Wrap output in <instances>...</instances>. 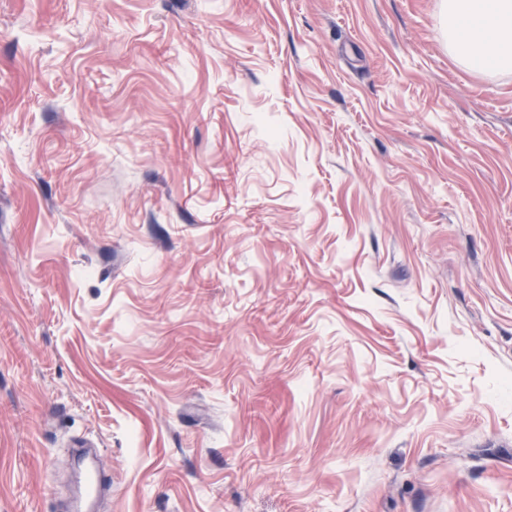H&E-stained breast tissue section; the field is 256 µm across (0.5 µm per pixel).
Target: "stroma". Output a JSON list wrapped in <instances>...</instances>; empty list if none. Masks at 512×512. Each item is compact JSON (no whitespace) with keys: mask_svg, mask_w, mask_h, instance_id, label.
Masks as SVG:
<instances>
[{"mask_svg":"<svg viewBox=\"0 0 512 512\" xmlns=\"http://www.w3.org/2000/svg\"><path fill=\"white\" fill-rule=\"evenodd\" d=\"M512 512V69L440 0H0V512ZM106 471V464L101 455H96L91 461L84 480V494L87 499L96 497L101 490Z\"/></svg>","mask_w":512,"mask_h":512,"instance_id":"35a3bbf8","label":"stroma"}]
</instances>
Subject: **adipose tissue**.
<instances>
[{
    "label": "adipose tissue",
    "mask_w": 512,
    "mask_h": 512,
    "mask_svg": "<svg viewBox=\"0 0 512 512\" xmlns=\"http://www.w3.org/2000/svg\"><path fill=\"white\" fill-rule=\"evenodd\" d=\"M440 12L462 65L482 73L512 66V0H441Z\"/></svg>",
    "instance_id": "obj_1"
}]
</instances>
